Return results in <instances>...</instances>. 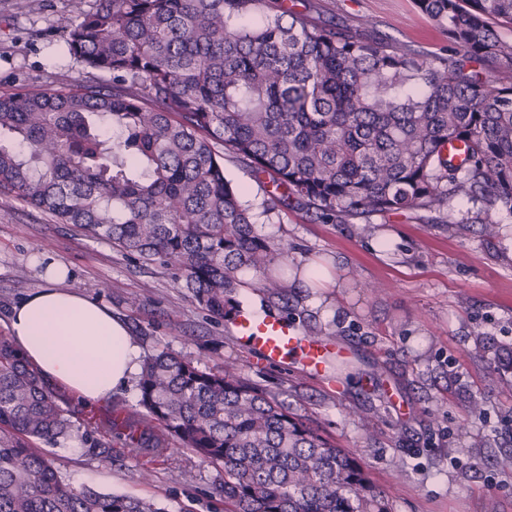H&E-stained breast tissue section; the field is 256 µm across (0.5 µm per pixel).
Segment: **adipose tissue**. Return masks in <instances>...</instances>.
Returning <instances> with one entry per match:
<instances>
[{
    "instance_id": "ef3b65f1",
    "label": "adipose tissue",
    "mask_w": 512,
    "mask_h": 512,
    "mask_svg": "<svg viewBox=\"0 0 512 512\" xmlns=\"http://www.w3.org/2000/svg\"><path fill=\"white\" fill-rule=\"evenodd\" d=\"M66 269L47 263L44 287L13 307L8 331L43 377L95 401L126 388L141 370V348L106 307L65 285Z\"/></svg>"
}]
</instances>
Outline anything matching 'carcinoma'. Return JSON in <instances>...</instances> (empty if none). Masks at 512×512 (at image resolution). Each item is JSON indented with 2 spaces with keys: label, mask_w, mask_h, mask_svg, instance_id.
I'll use <instances>...</instances> for the list:
<instances>
[{
  "label": "carcinoma",
  "mask_w": 512,
  "mask_h": 512,
  "mask_svg": "<svg viewBox=\"0 0 512 512\" xmlns=\"http://www.w3.org/2000/svg\"><path fill=\"white\" fill-rule=\"evenodd\" d=\"M64 92L0 95V191L146 263L171 264L216 319L251 270L283 257L224 179V154L272 190L266 214L321 223L444 210L459 196L512 212V0H414L448 53H409L280 0H69ZM112 74V85L93 79ZM125 447L169 441L224 468L225 512H390L357 456L236 374L160 351L140 378ZM81 433L56 391L0 336V512H165L64 482L41 445Z\"/></svg>",
  "instance_id": "1"
}]
</instances>
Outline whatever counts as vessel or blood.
<instances>
[{
  "mask_svg": "<svg viewBox=\"0 0 512 512\" xmlns=\"http://www.w3.org/2000/svg\"><path fill=\"white\" fill-rule=\"evenodd\" d=\"M232 324L238 341L258 351L260 361L266 365L283 364L287 355L293 354L297 357L299 370L318 374L335 348L333 342L300 335L296 329L275 318L257 320L243 311L237 314Z\"/></svg>",
  "mask_w": 512,
  "mask_h": 512,
  "instance_id": "b4317fda",
  "label": "vessel or blood"
}]
</instances>
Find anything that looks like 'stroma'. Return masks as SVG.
Returning a JSON list of instances; mask_svg holds the SVG:
<instances>
[{"label":"stroma","instance_id":"1","mask_svg":"<svg viewBox=\"0 0 512 512\" xmlns=\"http://www.w3.org/2000/svg\"><path fill=\"white\" fill-rule=\"evenodd\" d=\"M69 0H0V95L59 92L79 77L63 28ZM323 20L366 25L412 51L443 53L446 32L413 0H327ZM224 176L242 188L256 232L288 254L292 266L315 260L336 285L288 291L287 305L268 301L252 271L234 299L308 336L334 337L356 368L350 378L269 367L237 340L230 321L212 318L178 283L175 267L147 264L69 224L0 193V335L7 316L44 282L39 262L67 268L66 283L124 320L143 357L168 350L203 369L230 366L238 376L285 400L321 435L355 452L392 512H512V214L455 198L450 221L418 214L372 223L322 224L300 210L263 213L265 189L232 155ZM385 238L387 250L372 241ZM459 377H451V364ZM138 386L84 404L78 423L138 411ZM112 455L65 440L48 446L54 467L74 488L92 487L157 501L167 512H224L222 466L194 452H131L102 431ZM502 488L486 489V477Z\"/></svg>","mask_w":512,"mask_h":512}]
</instances>
